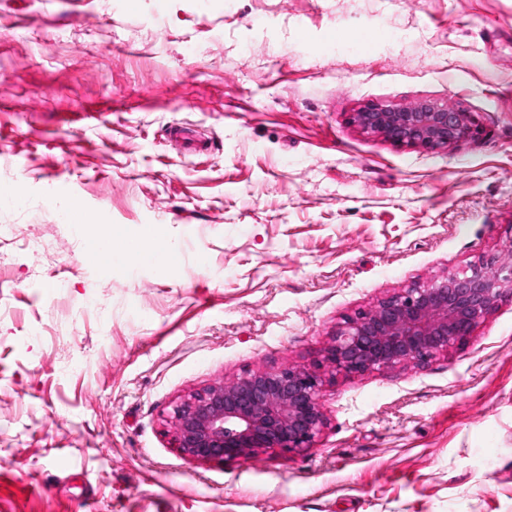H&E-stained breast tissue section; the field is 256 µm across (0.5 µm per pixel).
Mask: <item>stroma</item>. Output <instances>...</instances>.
<instances>
[{
	"label": "stroma",
	"instance_id": "35a3bbf8",
	"mask_svg": "<svg viewBox=\"0 0 512 512\" xmlns=\"http://www.w3.org/2000/svg\"><path fill=\"white\" fill-rule=\"evenodd\" d=\"M468 114L429 150L368 105ZM203 131L209 153L167 137ZM0 512H512V295L425 367L326 387L315 448L197 463L172 404L345 317L512 263V0H0ZM157 225L87 263L54 203ZM352 122L365 133L426 149L456 145L471 127L465 112L449 107L448 102L430 99L404 107L369 105L354 112Z\"/></svg>",
	"mask_w": 512,
	"mask_h": 512
}]
</instances>
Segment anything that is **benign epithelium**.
I'll return each mask as SVG.
<instances>
[{
    "label": "benign epithelium",
    "instance_id": "obj_1",
    "mask_svg": "<svg viewBox=\"0 0 512 512\" xmlns=\"http://www.w3.org/2000/svg\"><path fill=\"white\" fill-rule=\"evenodd\" d=\"M352 122L365 133L426 149L456 145L470 131L466 113L430 99L404 107L369 105L353 113ZM508 293L512 264L482 259L398 290L345 318L322 359L309 367L248 373L185 395L166 417L173 444L201 463L312 448L327 423L322 369L364 376L401 364L425 366L469 337Z\"/></svg>",
    "mask_w": 512,
    "mask_h": 512
}]
</instances>
